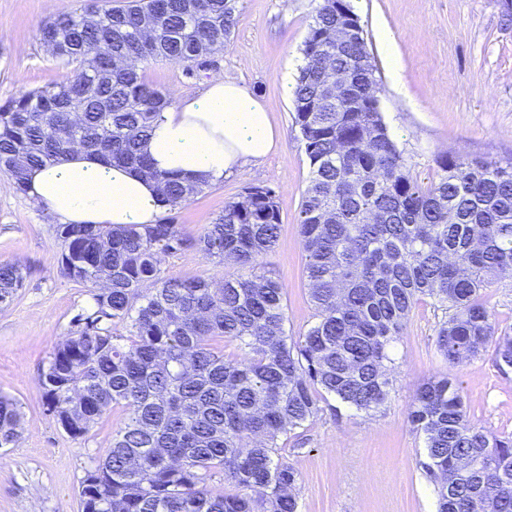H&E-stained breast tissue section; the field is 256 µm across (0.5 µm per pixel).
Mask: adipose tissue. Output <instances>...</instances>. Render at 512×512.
<instances>
[{
	"mask_svg": "<svg viewBox=\"0 0 512 512\" xmlns=\"http://www.w3.org/2000/svg\"><path fill=\"white\" fill-rule=\"evenodd\" d=\"M282 139L260 99L214 78L200 96L156 114L147 151L159 171L216 182L260 164ZM27 182L29 197L63 224H152L166 208L157 183L81 152L30 170Z\"/></svg>",
	"mask_w": 512,
	"mask_h": 512,
	"instance_id": "obj_1",
	"label": "adipose tissue"
}]
</instances>
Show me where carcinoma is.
<instances>
[{"label": "carcinoma", "mask_w": 512, "mask_h": 512, "mask_svg": "<svg viewBox=\"0 0 512 512\" xmlns=\"http://www.w3.org/2000/svg\"><path fill=\"white\" fill-rule=\"evenodd\" d=\"M237 0H84L40 28L66 78L0 106V171L27 193L28 169L80 149L155 181L169 210L206 183L161 173L143 151L171 97L140 65L188 68L224 46ZM336 0H317L293 90L310 179L297 226L315 322L288 335L284 287L260 272L276 247L275 191L256 185L197 237L174 218L154 224H60V270L91 289L88 314L42 368L49 411L82 439L114 407L124 421L80 484L82 512H297V470L279 457L288 435L336 406L373 415L394 389L390 350L415 306L443 319L436 347L458 365L492 346L512 370V335L498 332L482 291L512 280V159L448 154L424 185L379 111L380 85L360 35L339 47ZM348 74L336 100L329 66ZM194 250L233 275L177 280L162 260ZM23 285L0 264V305ZM123 326L128 335L112 332ZM236 343L224 355L215 338ZM408 420L423 437L438 512H512V434L471 423L458 385L416 390ZM24 413L0 394V448ZM224 472L229 490L208 487Z\"/></svg>", "instance_id": "1"}]
</instances>
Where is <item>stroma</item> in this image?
<instances>
[{"instance_id":"1","label":"stroma","mask_w":512,"mask_h":512,"mask_svg":"<svg viewBox=\"0 0 512 512\" xmlns=\"http://www.w3.org/2000/svg\"><path fill=\"white\" fill-rule=\"evenodd\" d=\"M316 4L239 0L234 32L202 66L189 73L165 61L141 66L147 81L176 101L196 96L213 77L241 84L282 129L281 147L260 167L246 166L208 184L172 215L194 236L250 186L273 188L282 224L264 269L285 287L292 335L314 320L296 224L310 173L293 119V88ZM350 4L380 81L381 115L421 183L435 178L445 154L512 158V0ZM79 5L0 0V105L63 78L39 30L51 15ZM385 32L392 48L381 40ZM9 181L0 172V263L19 265L25 282L14 301L0 307V392L19 401L24 423L15 445L0 448V512H81V480L92 461L107 454L124 412L112 409L84 439L75 440L47 410L39 374L92 299L88 288L60 271L55 216L17 194ZM440 319L430 303L414 309L394 344L396 382L381 413L368 416L344 407L290 435L281 455L299 473L298 512H436L433 487L421 467L423 437L408 421L416 388L431 378L456 380L475 425L512 433V371H500L490 349L449 366L435 349Z\"/></svg>"}]
</instances>
